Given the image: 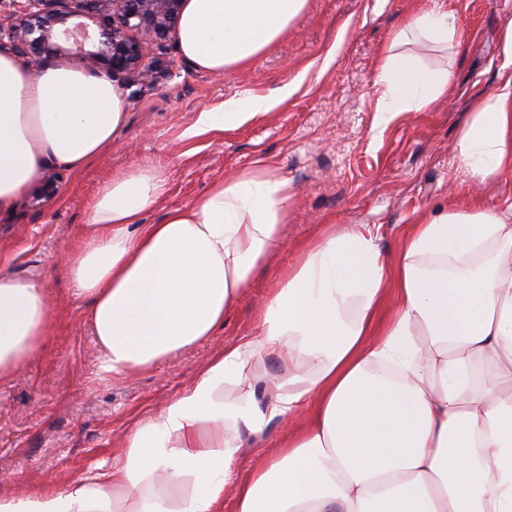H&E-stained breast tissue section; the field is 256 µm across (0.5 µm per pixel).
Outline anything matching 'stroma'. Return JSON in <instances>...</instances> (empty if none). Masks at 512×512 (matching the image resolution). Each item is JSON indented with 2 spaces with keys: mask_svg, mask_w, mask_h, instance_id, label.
I'll return each instance as SVG.
<instances>
[{
  "mask_svg": "<svg viewBox=\"0 0 512 512\" xmlns=\"http://www.w3.org/2000/svg\"><path fill=\"white\" fill-rule=\"evenodd\" d=\"M462 20L457 47L420 41L409 50L432 68H448L455 85L428 107L376 123L374 85L390 33L431 0H309L287 34L249 65L213 75L199 71L176 46L150 45L155 82L122 76L127 121L118 139L89 168H57L52 199L38 185L0 214V257L23 278L43 279L54 297L51 326L38 353L0 380V498L20 489H62L124 451L139 421L177 399L210 358L257 333V310L324 224H370L383 251H396L407 224L424 211L480 202L512 218V175L485 185L464 183L452 154L473 103L512 71L500 33L512 0H447ZM293 85L288 99L221 132L194 131L204 109L247 93ZM258 165L278 169L294 195L284 232L288 249L251 277L213 336L134 376L101 370L86 305L56 275L61 257L86 223L99 186L145 166L168 177V193L145 212L160 223L219 178Z\"/></svg>",
  "mask_w": 512,
  "mask_h": 512,
  "instance_id": "35a3bbf8",
  "label": "stroma"
}]
</instances>
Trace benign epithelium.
<instances>
[{
    "instance_id": "1",
    "label": "benign epithelium",
    "mask_w": 512,
    "mask_h": 512,
    "mask_svg": "<svg viewBox=\"0 0 512 512\" xmlns=\"http://www.w3.org/2000/svg\"><path fill=\"white\" fill-rule=\"evenodd\" d=\"M0 17V48L32 69L51 59L76 61L90 74L154 80L150 42H177L186 0H14Z\"/></svg>"
}]
</instances>
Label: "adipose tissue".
<instances>
[{"label": "adipose tissue", "mask_w": 512, "mask_h": 512, "mask_svg": "<svg viewBox=\"0 0 512 512\" xmlns=\"http://www.w3.org/2000/svg\"><path fill=\"white\" fill-rule=\"evenodd\" d=\"M308 0H187L178 50L221 75L278 41ZM460 22L433 0L394 30L375 78L379 123L446 97L447 69L406 46H455ZM266 95L199 112L221 132L269 111ZM111 79L0 54V211L46 168L80 172L126 123ZM453 154L484 183L512 173V72L478 100ZM168 192L147 166L99 187L73 256L57 273L86 318L107 373H129L196 346L254 271L288 241L292 189L268 166L218 179L161 223L144 213ZM51 301L38 281L0 260V380L36 354ZM256 336L225 347L183 394L141 420L120 465L68 489L21 490L0 512H512V221L480 204L449 203L409 225L395 254L365 224L326 225L259 308ZM278 375L256 392L246 371L257 352ZM239 387L225 400L224 386ZM306 414L301 432L246 478V439Z\"/></svg>", "instance_id": "obj_1"}]
</instances>
